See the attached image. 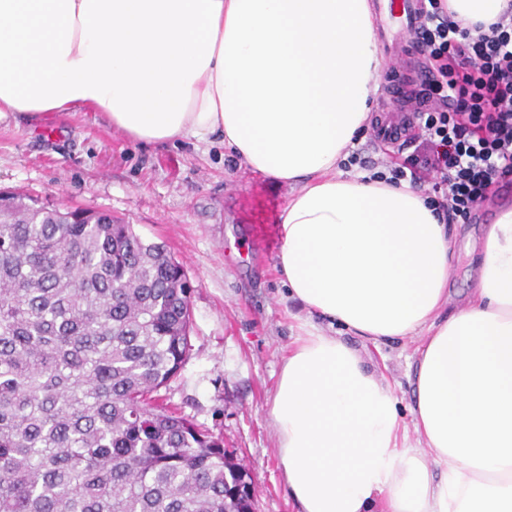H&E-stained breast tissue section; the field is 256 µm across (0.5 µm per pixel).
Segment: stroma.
Returning a JSON list of instances; mask_svg holds the SVG:
<instances>
[{"mask_svg": "<svg viewBox=\"0 0 512 512\" xmlns=\"http://www.w3.org/2000/svg\"><path fill=\"white\" fill-rule=\"evenodd\" d=\"M0 191L105 210L166 246L191 284V326L187 357L156 396L250 470L255 512H299L269 415L282 359L301 333L277 262L286 187L252 175L220 143L141 145L80 110L36 125L0 123ZM509 203L512 185L492 190L471 221L458 222L451 304H464L478 276L470 253L480 247L481 225ZM315 324L357 347L394 386L410 425L414 342H362L327 320Z\"/></svg>", "mask_w": 512, "mask_h": 512, "instance_id": "1", "label": "stroma"}]
</instances>
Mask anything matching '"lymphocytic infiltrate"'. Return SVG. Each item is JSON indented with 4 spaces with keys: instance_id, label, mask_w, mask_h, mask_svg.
<instances>
[{
    "instance_id": "lymphocytic-infiltrate-1",
    "label": "lymphocytic infiltrate",
    "mask_w": 512,
    "mask_h": 512,
    "mask_svg": "<svg viewBox=\"0 0 512 512\" xmlns=\"http://www.w3.org/2000/svg\"><path fill=\"white\" fill-rule=\"evenodd\" d=\"M412 49L425 93L388 180L430 184L433 205L465 219L512 182V0L496 21L471 27L449 20L442 0H427Z\"/></svg>"
}]
</instances>
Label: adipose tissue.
Returning a JSON list of instances; mask_svg holds the SVG:
<instances>
[{
    "mask_svg": "<svg viewBox=\"0 0 512 512\" xmlns=\"http://www.w3.org/2000/svg\"><path fill=\"white\" fill-rule=\"evenodd\" d=\"M383 60L370 0H0V122L103 115L143 144L220 136L289 186L278 265L307 319L270 418L301 512H512V206L449 309L455 227L421 191L343 175ZM419 339L415 440L359 351Z\"/></svg>",
    "mask_w": 512,
    "mask_h": 512,
    "instance_id": "adipose-tissue-1",
    "label": "adipose tissue"
}]
</instances>
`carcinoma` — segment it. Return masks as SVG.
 I'll return each mask as SVG.
<instances>
[{
	"label": "carcinoma",
	"instance_id": "obj_1",
	"mask_svg": "<svg viewBox=\"0 0 512 512\" xmlns=\"http://www.w3.org/2000/svg\"><path fill=\"white\" fill-rule=\"evenodd\" d=\"M183 266L110 214L0 193V512H235L224 444L152 400Z\"/></svg>",
	"mask_w": 512,
	"mask_h": 512
}]
</instances>
